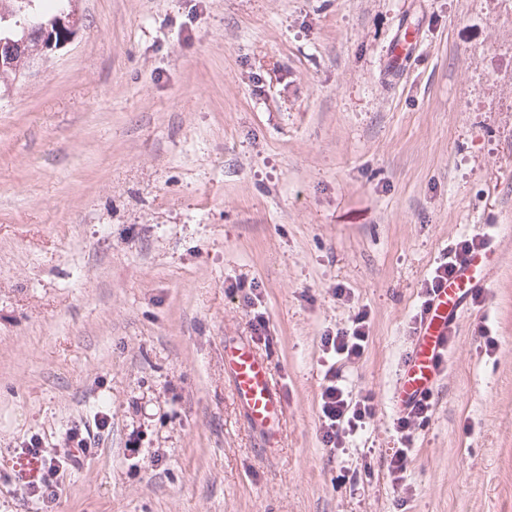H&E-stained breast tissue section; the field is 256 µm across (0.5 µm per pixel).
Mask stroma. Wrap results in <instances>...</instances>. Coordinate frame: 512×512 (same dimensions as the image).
Returning a JSON list of instances; mask_svg holds the SVG:
<instances>
[{
	"label": "stroma",
	"instance_id": "stroma-1",
	"mask_svg": "<svg viewBox=\"0 0 512 512\" xmlns=\"http://www.w3.org/2000/svg\"><path fill=\"white\" fill-rule=\"evenodd\" d=\"M75 9L74 40L0 86V512H512V0ZM489 228V284L393 482L422 283ZM361 307L343 378L376 414L334 454L321 338ZM240 337L285 400L272 439L224 366ZM76 424L92 454L50 506L29 499L23 447L63 453ZM416 41L415 36H410V39L400 37L393 45L390 55L388 57V66L392 72H404L412 59V46Z\"/></svg>",
	"mask_w": 512,
	"mask_h": 512
}]
</instances>
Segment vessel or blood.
I'll return each instance as SVG.
<instances>
[{"label":"vessel or blood","instance_id":"b4317fda","mask_svg":"<svg viewBox=\"0 0 512 512\" xmlns=\"http://www.w3.org/2000/svg\"><path fill=\"white\" fill-rule=\"evenodd\" d=\"M413 42L400 39L388 57L392 72H404L412 59ZM488 266L474 254L463 258L455 275L434 297L406 356L396 390L395 404L404 408L410 399L431 392L448 365V341L455 333L456 318L468 298L485 288ZM224 364L232 379L234 395L250 424L267 436L284 413V399L275 386L266 360L247 342L224 346Z\"/></svg>","mask_w":512,"mask_h":512}]
</instances>
